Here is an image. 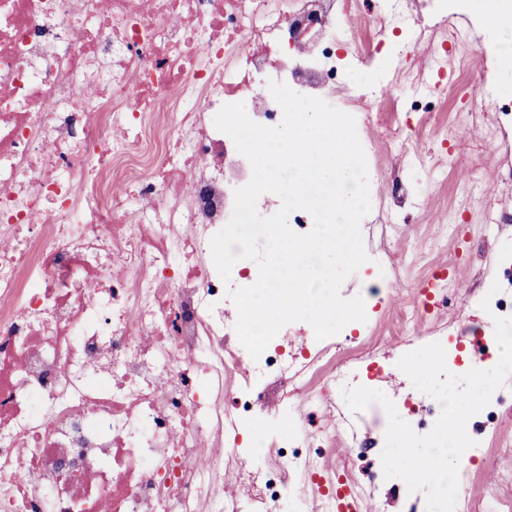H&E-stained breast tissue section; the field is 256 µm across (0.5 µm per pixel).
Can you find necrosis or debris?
Returning <instances> with one entry per match:
<instances>
[{
    "instance_id": "4bbe7bcc",
    "label": "necrosis or debris",
    "mask_w": 512,
    "mask_h": 512,
    "mask_svg": "<svg viewBox=\"0 0 512 512\" xmlns=\"http://www.w3.org/2000/svg\"><path fill=\"white\" fill-rule=\"evenodd\" d=\"M444 0H0V512H274L311 502L337 512L335 476L303 447L352 457L376 447L341 389L384 381L394 363L337 359L338 337L290 323L259 359L235 331L228 289L258 278L250 259L222 280L210 240L230 220L249 161L214 118L242 103L275 127L269 82L354 117L366 157L404 146L411 179L372 197L361 230L403 233L447 165L420 144L449 86L486 79L492 55L472 54L475 27ZM182 17L174 27L173 17ZM399 36L392 77L367 103L357 74L378 66L369 27ZM431 48L427 74L411 60ZM384 127L383 137L374 130ZM479 126L512 177V100L464 104L442 142ZM373 271L346 294L366 311L400 274L367 248ZM500 290L482 322L512 316V247L494 258ZM426 300L397 316L420 323L454 283L425 272ZM250 371L234 393L225 376ZM329 368L327 390L307 394ZM298 409L258 472L224 491L249 421Z\"/></svg>"
}]
</instances>
